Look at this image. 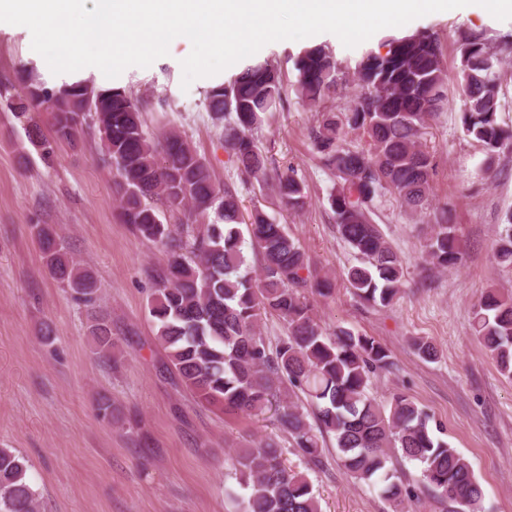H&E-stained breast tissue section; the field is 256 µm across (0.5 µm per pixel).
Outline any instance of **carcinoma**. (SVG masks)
I'll return each instance as SVG.
<instances>
[{
	"label": "carcinoma",
	"instance_id": "obj_1",
	"mask_svg": "<svg viewBox=\"0 0 512 512\" xmlns=\"http://www.w3.org/2000/svg\"><path fill=\"white\" fill-rule=\"evenodd\" d=\"M385 53L368 50L353 75L358 91L339 112L323 104L346 82L326 46L300 51L293 58L294 90L302 105L322 113L313 142L338 185L328 196L338 233L359 260L344 272L359 299L390 305L401 292L403 265L373 220L376 204L393 193L401 204L423 207L431 192L434 155L421 142L427 120L445 103L447 73L439 39L417 32L384 43ZM459 84L464 96L462 129L479 143L491 168L512 146V129L499 121L502 83L501 51L479 34L459 37ZM24 91L9 103L18 119L44 107L51 112L54 139L27 129L30 142L51 162L55 140L71 144L86 92L95 111L85 123L98 134L104 161L112 165L115 192L125 222L168 255L155 274L149 315L158 325L156 340L166 353L165 369L198 399L226 412L258 416L275 412L278 428L293 441L307 464L321 462L325 437L334 439L336 455L355 480L378 490L392 512H405L417 495L390 467L391 451L414 462L421 485L454 506V512H482L483 489L461 453L438 436L440 426L403 393L383 404L370 394L372 378L389 368L390 353L372 336L342 326L328 334L316 320L306 292L330 291L327 280L310 271L300 246L284 226L262 211L240 225L237 195L216 185L203 157L179 133L150 134L142 106L120 87L100 88L83 81L50 87L20 76ZM283 85L273 63H258L230 85L213 87L208 110L226 121L224 146L238 169L265 177L266 164L255 131L263 114L280 106ZM355 133L361 144L348 142ZM276 189L289 207L304 206L306 187L288 166L276 174ZM164 199L172 212L191 225L187 240L171 235L161 213L148 203ZM44 265L73 299L92 305L97 299L93 277L82 270L52 227L37 233ZM262 256V274L254 280L245 249ZM426 258L441 269L458 268L464 252L448 211L434 214ZM494 258L512 268V214L497 232ZM288 325V334L271 345L260 331L267 316ZM474 337L502 375L512 377V296L482 293L471 317ZM89 334L97 353L112 351V328L95 320ZM418 355L438 358L436 345L414 340ZM239 484L251 489L238 499L241 512H321L306 473L284 463V448L275 436L252 442L232 458ZM24 457L0 448V512H38L36 491L26 480Z\"/></svg>",
	"mask_w": 512,
	"mask_h": 512
}]
</instances>
